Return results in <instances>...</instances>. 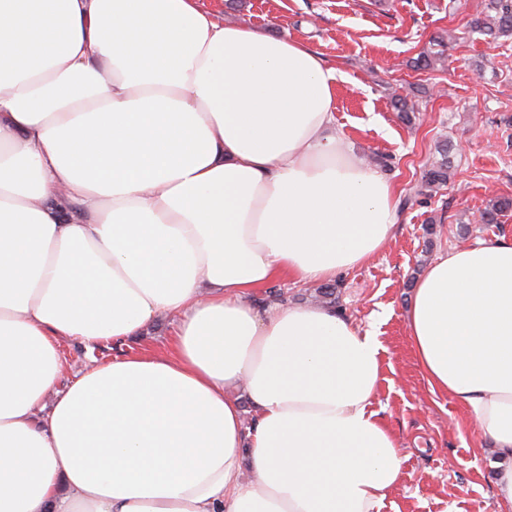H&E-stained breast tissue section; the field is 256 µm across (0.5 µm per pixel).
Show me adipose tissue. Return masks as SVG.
<instances>
[{
  "label": "adipose tissue",
  "mask_w": 512,
  "mask_h": 512,
  "mask_svg": "<svg viewBox=\"0 0 512 512\" xmlns=\"http://www.w3.org/2000/svg\"><path fill=\"white\" fill-rule=\"evenodd\" d=\"M335 82L306 44L197 0H0V512H381L403 460L373 408L377 336L250 300L333 281L395 230ZM163 315L169 353L59 388L61 340ZM406 328L512 512V237L429 264Z\"/></svg>",
  "instance_id": "obj_1"
}]
</instances>
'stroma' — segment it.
Listing matches in <instances>:
<instances>
[{
	"label": "stroma",
	"mask_w": 512,
	"mask_h": 512,
	"mask_svg": "<svg viewBox=\"0 0 512 512\" xmlns=\"http://www.w3.org/2000/svg\"><path fill=\"white\" fill-rule=\"evenodd\" d=\"M227 24L249 23L306 43L336 71V121L354 156H368L397 189L400 221L371 260L335 280V309L375 333L386 367L374 408L400 439L402 480L381 512H495L492 463L462 408L432 397L409 348L405 314L421 271L450 249L512 236V209L497 223L477 217L512 198V36L471 28L481 0H198ZM450 36L443 64L414 61L432 38ZM418 105L413 122L391 104ZM447 145L452 176L428 193L422 175ZM174 320L159 317L122 345H59L72 364L166 352Z\"/></svg>",
	"instance_id": "stroma-1"
}]
</instances>
